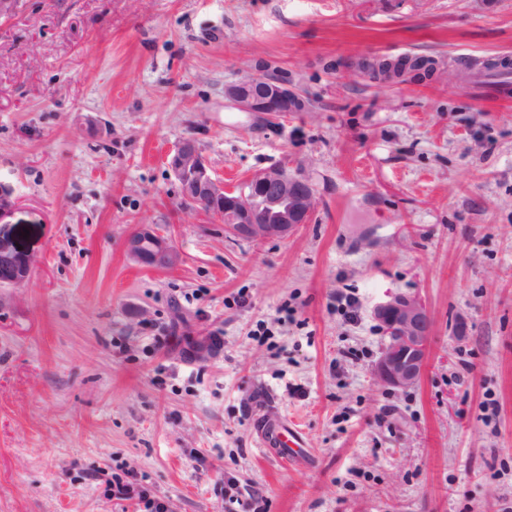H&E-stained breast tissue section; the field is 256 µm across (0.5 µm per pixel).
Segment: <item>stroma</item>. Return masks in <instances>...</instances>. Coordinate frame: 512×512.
Returning <instances> with one entry per match:
<instances>
[{"instance_id":"1","label":"stroma","mask_w":512,"mask_h":512,"mask_svg":"<svg viewBox=\"0 0 512 512\" xmlns=\"http://www.w3.org/2000/svg\"><path fill=\"white\" fill-rule=\"evenodd\" d=\"M398 53L446 75L361 68ZM506 56L512 0H22L0 19V242L32 260L0 285V512H144L112 478L167 512H512V103L471 89ZM260 70L309 111L225 100ZM186 137L230 188L307 176L310 222L250 243L182 204L166 160ZM139 224L181 263L134 264ZM397 291L433 324L404 392L373 374L371 311ZM196 336L201 365L181 356ZM269 409L306 456L261 447ZM215 353V346L213 340L208 339L206 336L197 337L189 350L183 352V357L189 362L205 363ZM112 498L117 500L137 498L144 503L149 512H165L167 508L160 498L151 495L146 488L133 482L114 483L112 485Z\"/></svg>"}]
</instances>
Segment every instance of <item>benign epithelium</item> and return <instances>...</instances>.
<instances>
[{
  "mask_svg": "<svg viewBox=\"0 0 512 512\" xmlns=\"http://www.w3.org/2000/svg\"><path fill=\"white\" fill-rule=\"evenodd\" d=\"M401 62L405 78L418 73L434 77L436 62L419 70L401 53L385 57ZM224 98L243 112L286 119L290 112H306L310 104L288 82L267 74L252 73L224 85ZM168 168L179 185L184 204L198 207L218 217L235 238L263 242L286 240L301 224L310 221L317 205L312 182L276 164L250 174L238 189H229L213 174L197 142L182 139L168 157ZM127 256L148 268L169 269L181 261L172 239L141 224L126 239ZM31 260L12 247L0 243V284L21 285L29 276ZM373 318L385 333L380 356L374 366L377 382L394 391H405L418 383L426 364L427 343L432 322L421 298L412 293H394L372 309ZM215 353L213 340L197 337L183 352L189 362L205 363Z\"/></svg>",
  "mask_w": 512,
  "mask_h": 512,
  "instance_id": "1",
  "label": "benign epithelium"
}]
</instances>
